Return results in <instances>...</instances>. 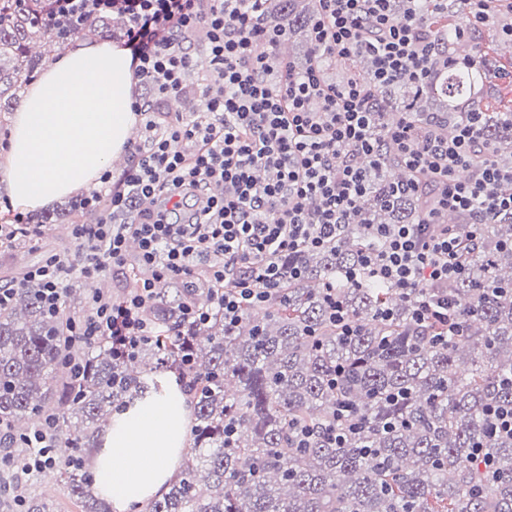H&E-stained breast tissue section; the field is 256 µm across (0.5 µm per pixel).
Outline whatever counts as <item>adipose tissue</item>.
Here are the masks:
<instances>
[{
  "label": "adipose tissue",
  "instance_id": "obj_1",
  "mask_svg": "<svg viewBox=\"0 0 512 512\" xmlns=\"http://www.w3.org/2000/svg\"><path fill=\"white\" fill-rule=\"evenodd\" d=\"M133 67L120 46L82 43L48 64L13 117L4 174L11 201L35 210L93 183L128 143ZM189 409L177 394L137 405L92 455L97 490L116 512L161 495L184 446Z\"/></svg>",
  "mask_w": 512,
  "mask_h": 512
}]
</instances>
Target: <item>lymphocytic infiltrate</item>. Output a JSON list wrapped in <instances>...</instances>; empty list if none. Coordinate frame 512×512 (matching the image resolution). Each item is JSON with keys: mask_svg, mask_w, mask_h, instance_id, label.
I'll return each mask as SVG.
<instances>
[{"mask_svg": "<svg viewBox=\"0 0 512 512\" xmlns=\"http://www.w3.org/2000/svg\"><path fill=\"white\" fill-rule=\"evenodd\" d=\"M40 2L48 30L66 44L102 14L125 18L122 41L138 89L133 110L144 135L128 146L119 177L103 173L99 188L74 197L75 211L100 216L74 224V258L47 256L23 280L38 286L43 309L57 315L72 273L94 280L124 266L127 244L136 241L142 277L135 291L118 301L93 293L88 311L67 324L70 342H108L125 355L153 336L142 310L163 284L203 270L231 322L276 293L289 256L335 247L367 174L383 164L373 95L400 81L424 83L457 63L437 37L440 25L461 38L491 28L512 39V0H461V13L428 18L418 0H406L400 15L390 0H318L310 56L299 68L277 58L286 33L263 23L265 0ZM361 57L371 62L368 75L326 83L325 70ZM189 95L201 98L202 111H164L165 101ZM386 137L428 207L418 223L372 226L380 246L362 254L346 279L356 285L366 273L407 292L428 289L414 318L448 336L459 323L440 290L466 275L479 227L512 213V195L496 191L512 180V165L497 160L478 112L461 113L450 138L433 127L417 132L406 112ZM461 168L469 173L463 182L455 177ZM215 184L223 195L211 194ZM448 211L463 217L462 228L438 223ZM56 427L49 417L24 436L23 475L49 468Z\"/></svg>", "mask_w": 512, "mask_h": 512, "instance_id": "lymphocytic-infiltrate-1", "label": "lymphocytic infiltrate"}]
</instances>
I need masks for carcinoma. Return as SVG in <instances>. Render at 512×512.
<instances>
[{
	"mask_svg": "<svg viewBox=\"0 0 512 512\" xmlns=\"http://www.w3.org/2000/svg\"><path fill=\"white\" fill-rule=\"evenodd\" d=\"M267 0L264 18L310 36L315 4ZM90 33L110 38L112 15ZM62 44L35 17L29 0H0V112L13 110L16 91L37 76ZM492 76L485 64L450 68L420 88L393 84L372 101L374 134L399 113L420 129L433 116L440 132L454 129L447 114L481 112L499 158L512 160V123L490 106ZM387 163L372 173L352 223L332 250L307 251L283 276L277 294L233 323L213 304L206 284H168L148 304L155 336L130 355L99 343L90 350L66 341L67 307L46 314L34 286L16 289L0 311V424L14 434L52 415L74 429L80 456L102 447L112 414L162 394L132 369L144 355L178 373L193 414L191 439L179 470L159 498L137 512H512V434L494 432L490 412L512 406V215L482 227L467 255L465 279L448 284L464 323L460 336H433L413 320L422 291L410 295L368 279L347 283L374 241L368 224H415L422 219L412 191L398 190ZM334 288L354 324L341 334L329 319ZM183 296L212 310L199 325L183 321ZM82 360L84 369L70 370ZM350 407L359 431L336 445L325 437L299 445L295 429L338 426L336 409ZM15 468L0 485L3 497L25 512H54L51 503L16 487L26 449L0 441ZM68 493L80 512H110L90 489L87 463L57 457Z\"/></svg>",
	"mask_w": 512,
	"mask_h": 512,
	"instance_id": "cac0c4a2",
	"label": "carcinoma"
}]
</instances>
